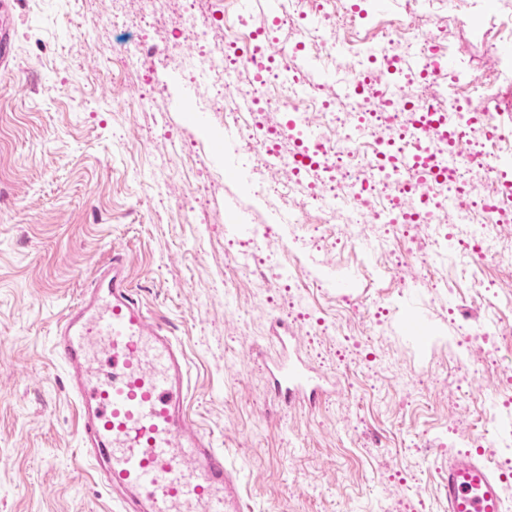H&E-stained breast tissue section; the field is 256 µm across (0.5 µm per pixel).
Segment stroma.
I'll list each match as a JSON object with an SVG mask.
<instances>
[{
    "mask_svg": "<svg viewBox=\"0 0 512 512\" xmlns=\"http://www.w3.org/2000/svg\"><path fill=\"white\" fill-rule=\"evenodd\" d=\"M113 0H12L14 54L0 69V512H118L82 455L53 329L112 254L135 297L188 361L187 411L234 469L242 512H445L452 454L487 466L512 441V287L499 257L441 265L388 236L404 272L367 284L369 242L327 237L256 202L239 136L202 85L157 72L158 111L134 112L138 77L112 49L138 38L104 18ZM505 0H440L436 23L487 50L474 14ZM264 277L233 262L255 225ZM317 274L321 288L299 287ZM288 353L323 394L282 404L267 366ZM497 414L477 439L472 414Z\"/></svg>",
    "mask_w": 512,
    "mask_h": 512,
    "instance_id": "stroma-1",
    "label": "stroma"
}]
</instances>
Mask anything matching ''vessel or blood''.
Instances as JSON below:
<instances>
[{
  "instance_id": "vessel-or-blood-1",
  "label": "vessel or blood",
  "mask_w": 512,
  "mask_h": 512,
  "mask_svg": "<svg viewBox=\"0 0 512 512\" xmlns=\"http://www.w3.org/2000/svg\"><path fill=\"white\" fill-rule=\"evenodd\" d=\"M69 366L84 457L121 512H240L235 473L189 418L184 353L134 298L128 262H102L54 332ZM283 399L307 390L305 368L276 364ZM446 512H503L499 478L473 454L449 456Z\"/></svg>"
}]
</instances>
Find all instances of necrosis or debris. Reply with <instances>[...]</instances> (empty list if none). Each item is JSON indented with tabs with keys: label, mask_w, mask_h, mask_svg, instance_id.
Segmentation results:
<instances>
[{
	"label": "necrosis or debris",
	"mask_w": 512,
	"mask_h": 512,
	"mask_svg": "<svg viewBox=\"0 0 512 512\" xmlns=\"http://www.w3.org/2000/svg\"><path fill=\"white\" fill-rule=\"evenodd\" d=\"M306 3L307 11L287 17L299 34L288 51L238 0H187L173 38L153 6L116 9L112 27L148 26L162 36L115 50L112 67L126 75L181 58L206 88L207 106L245 129L258 170L287 171L277 193L259 180L253 194L287 209L289 223L341 224L351 241L368 222L396 230L416 224L435 243L458 224L473 228L479 254L512 248V112L502 107L512 88L505 68L431 78L428 57L454 51L447 36L432 37V13L389 23L345 0ZM310 14L321 23H307ZM189 38L200 47L192 58L182 54ZM339 42L350 48L343 77L316 80L304 62L335 66ZM244 66L251 89L227 105L224 91L237 85ZM288 111L294 119L285 133L260 120Z\"/></svg>",
	"instance_id": "1"
}]
</instances>
